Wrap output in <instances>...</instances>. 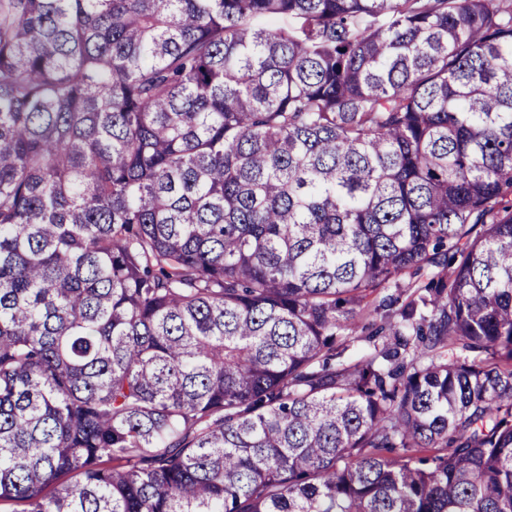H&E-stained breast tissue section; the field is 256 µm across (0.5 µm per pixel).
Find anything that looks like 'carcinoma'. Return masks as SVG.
<instances>
[{
  "mask_svg": "<svg viewBox=\"0 0 512 512\" xmlns=\"http://www.w3.org/2000/svg\"><path fill=\"white\" fill-rule=\"evenodd\" d=\"M2 503L512 512V0H0Z\"/></svg>",
  "mask_w": 512,
  "mask_h": 512,
  "instance_id": "cac0c4a2",
  "label": "carcinoma"
}]
</instances>
